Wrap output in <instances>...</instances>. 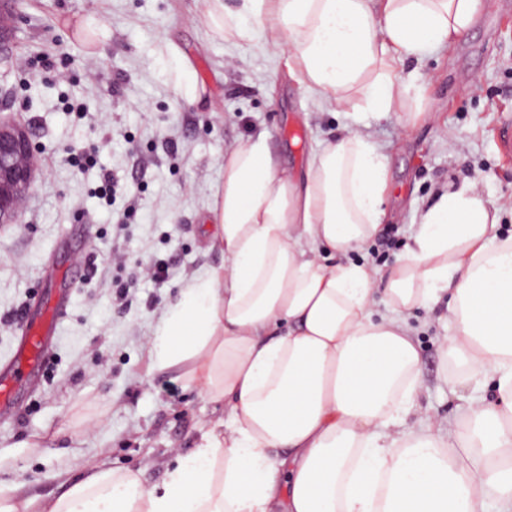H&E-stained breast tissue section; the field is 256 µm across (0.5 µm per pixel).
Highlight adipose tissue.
<instances>
[{
  "label": "adipose tissue",
  "mask_w": 512,
  "mask_h": 512,
  "mask_svg": "<svg viewBox=\"0 0 512 512\" xmlns=\"http://www.w3.org/2000/svg\"><path fill=\"white\" fill-rule=\"evenodd\" d=\"M202 21L263 40L322 109L405 110L395 62L465 35L478 0H205ZM382 148L362 128L284 167L262 134L224 156L211 209L221 266L185 283L150 343L224 414L160 484L91 465L55 497L0 512H512V235H494L477 183L441 192L390 269L350 261L379 231ZM391 311L374 310L377 292ZM445 302L450 393L492 376L454 441L402 427L420 355L406 316ZM284 470L286 485L274 473Z\"/></svg>",
  "instance_id": "adipose-tissue-1"
}]
</instances>
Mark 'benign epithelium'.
I'll return each mask as SVG.
<instances>
[{
    "label": "benign epithelium",
    "instance_id": "1",
    "mask_svg": "<svg viewBox=\"0 0 512 512\" xmlns=\"http://www.w3.org/2000/svg\"><path fill=\"white\" fill-rule=\"evenodd\" d=\"M38 159L28 129L0 116V224L18 222V202L33 187Z\"/></svg>",
    "mask_w": 512,
    "mask_h": 512
}]
</instances>
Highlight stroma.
I'll list each match as a JSON object with an SVG mask.
<instances>
[{"instance_id": "35a3bbf8", "label": "stroma", "mask_w": 512, "mask_h": 512, "mask_svg": "<svg viewBox=\"0 0 512 512\" xmlns=\"http://www.w3.org/2000/svg\"><path fill=\"white\" fill-rule=\"evenodd\" d=\"M203 0H20L12 68L0 73V114L31 129L37 180L18 223L0 225V316L66 304L52 336L50 374L20 391L0 415V499L22 487L58 493L88 462L160 482L175 452L192 449L197 429L222 406L188 388L182 371L153 369L157 319L187 280L219 266L211 205L224 183V155L269 134L288 168L323 140L360 122L385 147L391 217L354 261L395 265L419 211L441 189L478 182L495 204L496 231L512 235V162L494 137L512 114V0H480L474 24L448 51L400 65L423 95V116L330 113L281 76L283 62L259 42H235L199 23ZM175 44L199 88L188 100L167 53ZM65 58L64 78L29 72L26 58ZM94 160L73 166L72 151ZM119 179L111 201L101 171ZM82 255L102 275L69 279ZM161 262L168 279L117 300L137 263ZM445 304L415 309L421 387L404 417L422 412L456 430L469 390L450 394L443 379Z\"/></svg>"}]
</instances>
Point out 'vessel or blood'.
<instances>
[{"label": "vessel or blood", "mask_w": 512, "mask_h": 512, "mask_svg": "<svg viewBox=\"0 0 512 512\" xmlns=\"http://www.w3.org/2000/svg\"><path fill=\"white\" fill-rule=\"evenodd\" d=\"M58 318L56 309L51 308L42 320L26 322L23 343L26 353L15 357L10 368L0 373V403L13 404L24 380L32 373L43 372L47 364L44 340L54 330Z\"/></svg>", "instance_id": "obj_1"}]
</instances>
